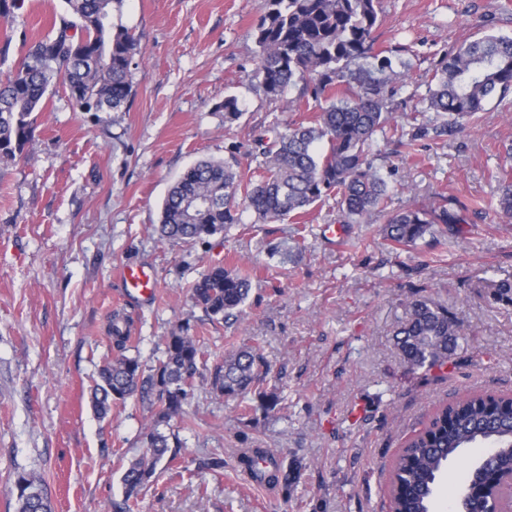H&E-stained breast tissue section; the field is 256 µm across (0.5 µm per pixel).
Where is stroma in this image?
Here are the masks:
<instances>
[{
  "label": "stroma",
  "mask_w": 512,
  "mask_h": 512,
  "mask_svg": "<svg viewBox=\"0 0 512 512\" xmlns=\"http://www.w3.org/2000/svg\"><path fill=\"white\" fill-rule=\"evenodd\" d=\"M375 51L400 49L408 77L395 86L396 121L428 127L411 153L377 136L375 160L392 190L387 211L456 197L481 202L452 237H425L395 252L379 222L352 224L346 244L328 241L335 200L306 217L307 247L279 265L275 245L296 239L291 223L257 224L184 243L153 227L169 187L203 159L252 163L273 118L299 122L308 109L267 98L255 76L253 28L266 0H126L122 22L144 57L132 71L124 112H82L52 86L21 158L0 161V512H16L19 475L42 480L52 512H390L391 463L442 403L467 391L512 394V305L492 283L512 280V220L496 210L501 170L512 171V95L491 101L463 131L432 134L420 109L430 72L456 42L483 33L512 36V0H380ZM65 0H25L0 38L11 35L0 77L27 41L45 35ZM237 96L243 111L225 128L217 107ZM255 271L239 319L213 320L190 298L208 267ZM154 274L156 294L129 295L124 269ZM412 299L447 307L465 340L438 369H414L394 330ZM128 330L127 354L151 368L168 336L189 326L207 364L244 345L259 347L281 403L274 410L223 398L197 382L172 418L179 450L152 482L126 499L121 475L145 452L152 413L138 398L98 418L90 389L115 353L112 323ZM264 448L283 460L288 486L254 482L240 456ZM224 456L221 474L194 460ZM483 449L450 461L433 512H456L453 495Z\"/></svg>",
  "instance_id": "stroma-1"
}]
</instances>
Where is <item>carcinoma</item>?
I'll return each instance as SVG.
<instances>
[{"mask_svg": "<svg viewBox=\"0 0 512 512\" xmlns=\"http://www.w3.org/2000/svg\"><path fill=\"white\" fill-rule=\"evenodd\" d=\"M125 0H66L67 12L54 19L51 30L33 41L9 78L0 81V159L22 156L34 139L37 113L54 79L84 112H123L133 96L131 70L143 56L139 38L123 25ZM264 14L254 26L258 48L257 77L263 93L283 98L287 88L304 82L303 95L318 106L314 121L279 129L273 137L256 140L255 167L241 173L227 161L200 160L169 189L155 231L183 242L203 241L244 223L297 221L312 205L334 197L346 224H366L374 212L383 213L389 183L374 167L370 155L376 133L394 121V81L405 74L392 57L373 53L380 25V0H266ZM426 110L443 119L438 135L458 131L493 98L503 101L512 92V37L484 34L464 40L440 61L427 81ZM224 127L241 117L239 100L231 95L218 106ZM418 127L408 133L393 127L396 146L410 151ZM496 208L512 218V180L503 178ZM477 203L454 202V208L423 206L384 213L382 232L395 250L417 244L434 226L463 224L477 213ZM304 239L275 251L279 263L293 261ZM252 290L250 276L215 265L194 283L192 299L212 318L228 319L242 312ZM461 321L448 308L429 300H414L394 332L396 346L413 368L444 364L462 338ZM121 354L99 370L92 407L104 417L112 404L137 396L157 407L145 428L148 453L132 460L121 476L126 497L145 487L167 456L172 435L160 426L184 416L192 380L199 374L200 350L185 327L170 336L164 358L143 368L138 358L122 353L126 337L115 326ZM256 347L238 349L210 370L211 389L236 398L251 395L268 410L279 405L276 388ZM490 446L493 454L480 462L486 474L512 471V397L471 393L433 414L425 428L410 438L392 467L391 483L404 492L393 498L394 512H431L439 478L449 461L467 448ZM263 448L242 455L250 475L277 488L279 464L270 472L258 468ZM18 512H51L40 479L17 480ZM491 501H473L460 494L459 512H488Z\"/></svg>", "mask_w": 512, "mask_h": 512, "instance_id": "1", "label": "carcinoma"}]
</instances>
